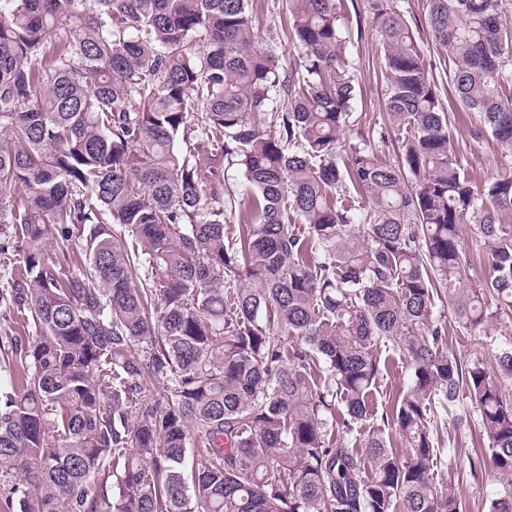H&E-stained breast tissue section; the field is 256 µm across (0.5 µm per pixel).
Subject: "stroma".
Returning <instances> with one entry per match:
<instances>
[{"instance_id": "stroma-1", "label": "stroma", "mask_w": 512, "mask_h": 512, "mask_svg": "<svg viewBox=\"0 0 512 512\" xmlns=\"http://www.w3.org/2000/svg\"><path fill=\"white\" fill-rule=\"evenodd\" d=\"M397 4L406 16L413 18L414 34L429 74L442 100L450 101L454 91L448 79V55L431 41L424 22L426 0H397ZM251 11L259 43L271 47L281 58L292 56L295 49L284 34L288 24V0H252ZM343 13L346 25L353 31L349 53L357 75L351 116L345 129L346 137L353 140L370 128L386 123V87L380 73V44L367 28L366 0H343ZM359 26L364 29L360 36L355 33ZM476 121L475 113L456 111L449 132L462 164L476 182L483 183L512 171V154H505L492 138L473 140L470 131ZM430 321L444 326V346L462 361L480 357L486 364H493L491 348L481 347L476 336L459 327L442 305H435ZM377 356L384 368L374 392V408L376 414L382 415L391 411L396 395L407 388L411 374L404 357L393 350L379 348ZM431 426L443 450L434 469L437 482L460 496L463 512H487L489 500L503 493L504 486L492 469L476 473L469 470L470 458L489 453V441L480 429L478 418L470 417L468 424L462 426L453 417L439 412Z\"/></svg>"}]
</instances>
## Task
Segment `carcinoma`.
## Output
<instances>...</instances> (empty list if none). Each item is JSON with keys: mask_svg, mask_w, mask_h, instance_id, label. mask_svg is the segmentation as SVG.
I'll return each mask as SVG.
<instances>
[{"mask_svg": "<svg viewBox=\"0 0 512 512\" xmlns=\"http://www.w3.org/2000/svg\"><path fill=\"white\" fill-rule=\"evenodd\" d=\"M6 2L5 507L461 512L432 474L440 408L460 425L478 415L490 456L470 469L491 461L507 490L488 512H512V344L491 369L427 327L437 299L478 336L512 315V174L465 172L396 0H367L388 126L356 142L340 0H289L298 54L284 63L256 40L249 0ZM511 7L427 0L425 15L458 104L479 114L473 139L509 153ZM230 164L240 198L224 190ZM76 246L75 269L50 255ZM381 343L412 369L390 414L404 455L384 424L356 446L332 439L370 416Z\"/></svg>", "mask_w": 512, "mask_h": 512, "instance_id": "obj_1", "label": "carcinoma"}]
</instances>
